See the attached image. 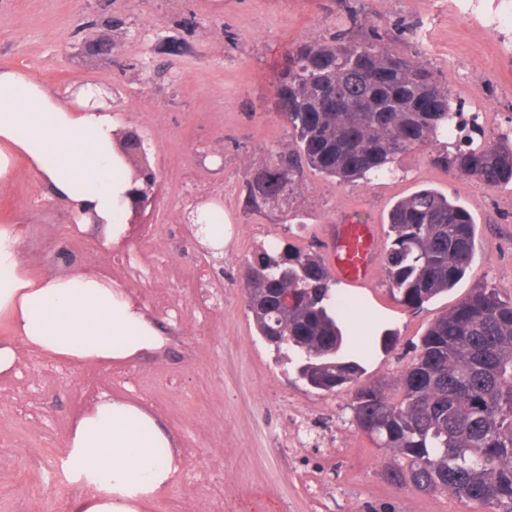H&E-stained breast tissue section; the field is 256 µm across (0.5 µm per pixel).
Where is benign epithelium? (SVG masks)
<instances>
[{
  "mask_svg": "<svg viewBox=\"0 0 512 512\" xmlns=\"http://www.w3.org/2000/svg\"><path fill=\"white\" fill-rule=\"evenodd\" d=\"M117 151L131 170L133 188L130 192L131 218L137 223L147 208L156 205L157 173L153 169L144 142L134 131H123L116 137Z\"/></svg>",
  "mask_w": 512,
  "mask_h": 512,
  "instance_id": "1",
  "label": "benign epithelium"
}]
</instances>
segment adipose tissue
Masks as SVG:
<instances>
[{
	"mask_svg": "<svg viewBox=\"0 0 512 512\" xmlns=\"http://www.w3.org/2000/svg\"><path fill=\"white\" fill-rule=\"evenodd\" d=\"M97 85L60 96L16 70H0V186L25 158L49 201L86 230L103 222L108 236L124 231L131 174L118 156V131ZM24 228L0 225V317L14 340L0 341V378L16 368L17 347L61 361L109 365L164 346L163 330L138 300L112 280L74 272L35 276L22 258ZM180 455L155 417L132 403L104 398L73 425L66 464L74 481L91 486L73 512H142L170 487Z\"/></svg>",
	"mask_w": 512,
	"mask_h": 512,
	"instance_id": "ef3b65f1",
	"label": "adipose tissue"
}]
</instances>
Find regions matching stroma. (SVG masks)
Listing matches in <instances>:
<instances>
[{
    "label": "stroma",
    "instance_id": "stroma-1",
    "mask_svg": "<svg viewBox=\"0 0 512 512\" xmlns=\"http://www.w3.org/2000/svg\"><path fill=\"white\" fill-rule=\"evenodd\" d=\"M350 8L361 15L357 37L379 31L395 52L430 67L486 128L512 129V30L491 23L512 11V0H0V70L62 93L107 86L115 120L143 139L169 193L153 216V250L131 238L116 260L98 247L96 230H74L69 211L42 200L26 161L0 189V224L24 225L22 257L33 274L67 273L55 253L73 252L88 272L111 270L167 336L161 349L121 365V381L100 366L94 388L88 365L19 347L15 375L0 379V512H71L82 489L58 479L70 426L104 394L141 406L177 442L181 471L145 512H250L258 490L273 512H488L390 482L393 454L353 420L357 386H307L248 313L244 263L266 236L317 246L345 220L382 224L397 200L424 187L470 211L475 258L455 288L418 308L392 295L381 265L368 287L346 288L356 310H371L377 328L396 336L393 349L364 361L362 382L387 383L398 397L436 318L482 284L512 295V185L450 177L423 149L372 183L309 171L282 206L245 209L247 179L290 136L275 99L282 66L300 42L338 30ZM202 150L209 156L201 164ZM186 174L198 192L233 189L224 199V279L198 288L171 278L175 269L195 277L205 258L202 241L185 233ZM216 483L220 502L205 491Z\"/></svg>",
    "mask_w": 512,
    "mask_h": 512
}]
</instances>
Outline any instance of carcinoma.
<instances>
[{"instance_id": "1", "label": "carcinoma", "mask_w": 512, "mask_h": 512, "mask_svg": "<svg viewBox=\"0 0 512 512\" xmlns=\"http://www.w3.org/2000/svg\"><path fill=\"white\" fill-rule=\"evenodd\" d=\"M291 143L273 166L288 178L268 192L246 183V207L288 199L307 169L340 183L394 173L398 157L423 148L454 177L496 188L512 184V134L463 119L448 85L419 61L394 52L378 34L360 41L339 33L294 50L276 86ZM391 291L419 308L465 276L475 254L470 212L422 188L397 201L387 220ZM247 306L258 335L297 357V374L333 392L364 374L342 354L351 331L348 298L313 248L262 245L247 259ZM402 395L380 383L356 392L357 426L398 463L391 478L424 493L447 492L489 512H512V297L480 285L431 323L401 378Z\"/></svg>"}]
</instances>
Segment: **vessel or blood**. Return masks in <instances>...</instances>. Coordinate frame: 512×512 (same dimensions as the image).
I'll return each mask as SVG.
<instances>
[{
    "instance_id": "vessel-or-blood-1",
    "label": "vessel or blood",
    "mask_w": 512,
    "mask_h": 512,
    "mask_svg": "<svg viewBox=\"0 0 512 512\" xmlns=\"http://www.w3.org/2000/svg\"><path fill=\"white\" fill-rule=\"evenodd\" d=\"M380 242L376 225L351 222L332 225L327 254L337 277L345 285L361 288L376 267Z\"/></svg>"
}]
</instances>
